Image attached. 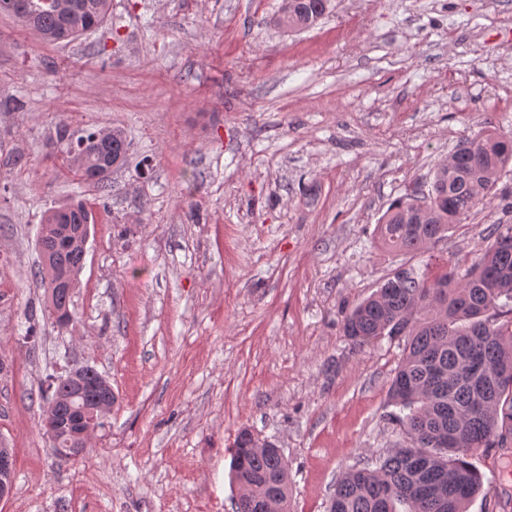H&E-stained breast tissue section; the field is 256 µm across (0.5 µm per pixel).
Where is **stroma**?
Returning <instances> with one entry per match:
<instances>
[{"label": "stroma", "instance_id": "obj_1", "mask_svg": "<svg viewBox=\"0 0 512 512\" xmlns=\"http://www.w3.org/2000/svg\"><path fill=\"white\" fill-rule=\"evenodd\" d=\"M281 0H112L106 23L49 43L0 14V512H234L238 431L288 461V512H327L343 472L397 447V341L358 345L342 313L398 268L470 264L512 224V165L483 210L418 253L383 249L389 203L462 141L512 128V0H331L317 26ZM66 124L60 141L56 128ZM131 143L110 190L70 172L81 136ZM95 214L54 326L42 214ZM94 367L116 400L90 452L60 460L49 377ZM504 452L472 458L491 512Z\"/></svg>", "mask_w": 512, "mask_h": 512}]
</instances>
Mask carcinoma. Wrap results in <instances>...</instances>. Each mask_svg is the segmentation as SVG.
Segmentation results:
<instances>
[{
  "label": "carcinoma",
  "instance_id": "cac0c4a2",
  "mask_svg": "<svg viewBox=\"0 0 512 512\" xmlns=\"http://www.w3.org/2000/svg\"><path fill=\"white\" fill-rule=\"evenodd\" d=\"M112 0H71L57 12L47 0H0V12L21 19L48 42L74 40L101 27ZM331 0H288L279 25L309 28ZM129 142L120 129L84 149L76 175L101 191L108 177L93 172L123 166ZM512 161V132L468 140L432 172L427 193H408L389 203L376 225V239L390 251L416 253L442 238L483 207L498 174ZM45 224L59 234L95 223L92 209L73 200L48 211ZM41 256L62 271H78L85 254L66 250L49 237L38 239ZM509 320L499 324L502 316ZM343 333L356 344L386 336L403 342L389 386L399 407L394 421L405 441L385 456L338 479L329 512H467L483 486L470 461L481 448H507L512 441V224H494L486 245L465 269L456 265L418 271L402 268L367 299L346 312ZM101 374L85 367L84 392L68 402L70 384L59 379L52 411L74 420L101 391ZM231 479L244 487L235 512H258L272 503L288 512V462L277 447L257 449L245 428L231 448Z\"/></svg>",
  "mask_w": 512,
  "mask_h": 512
}]
</instances>
